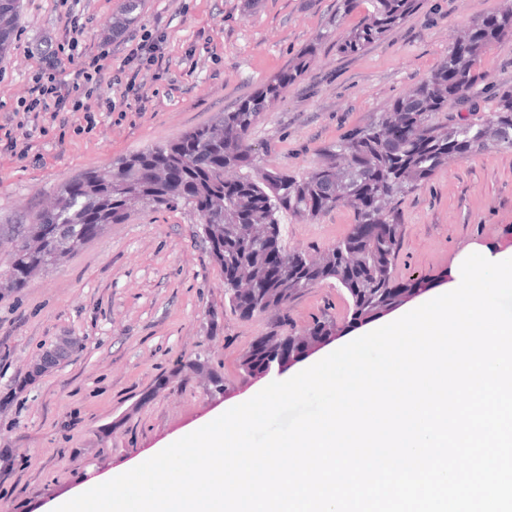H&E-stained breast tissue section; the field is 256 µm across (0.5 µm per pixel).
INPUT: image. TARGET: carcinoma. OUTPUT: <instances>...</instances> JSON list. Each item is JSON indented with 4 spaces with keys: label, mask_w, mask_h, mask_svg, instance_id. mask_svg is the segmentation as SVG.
<instances>
[{
    "label": "carcinoma",
    "mask_w": 512,
    "mask_h": 512,
    "mask_svg": "<svg viewBox=\"0 0 512 512\" xmlns=\"http://www.w3.org/2000/svg\"><path fill=\"white\" fill-rule=\"evenodd\" d=\"M362 1L364 15L336 41L341 55L362 53L421 7V0H339V12L345 16ZM18 11L19 0H0V49L11 40ZM505 38H512V9L472 19L453 36L448 55L410 92L326 146L319 163L298 176L260 166L248 137L260 115L310 68L316 48L309 46L281 75L209 124L65 183L50 206L7 238L13 260L0 288L25 287L34 270L91 241L87 229L93 224H124L139 211L187 205L207 226L202 242L214 263L256 273L244 299L224 287V305L232 313L248 309L257 317L318 284L334 282L346 293L351 318H378L407 292L394 276L403 234L398 202L450 161L512 150V90L497 93L493 108L477 121L448 116L450 104L486 90L488 75L478 64ZM339 207L351 209L354 222L331 248V265L315 271L310 255L287 250L277 279L261 274L263 250L254 225H269L280 239L281 214L315 220ZM178 371L206 372L216 385L224 384L200 354L180 363Z\"/></svg>",
    "instance_id": "carcinoma-1"
}]
</instances>
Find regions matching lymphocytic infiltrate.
Masks as SVG:
<instances>
[{"label":"lymphocytic infiltrate","instance_id":"1","mask_svg":"<svg viewBox=\"0 0 512 512\" xmlns=\"http://www.w3.org/2000/svg\"><path fill=\"white\" fill-rule=\"evenodd\" d=\"M65 30L62 40L43 54L28 99L0 122V134L5 137L4 145L0 146V160L28 153L33 132L44 134L54 124L68 123L69 111L82 113L83 122L76 125L75 130L88 133L95 128V114L100 109L110 112L122 109V102L111 99H76L75 94L81 87L92 79L104 77L112 50L110 46H103L101 52L92 57L89 65L78 69L73 80H65L60 62L74 58L81 45L85 25L78 16L73 15L67 18Z\"/></svg>","mask_w":512,"mask_h":512}]
</instances>
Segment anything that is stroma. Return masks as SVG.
Masks as SVG:
<instances>
[{
	"label": "stroma",
	"mask_w": 512,
	"mask_h": 512,
	"mask_svg": "<svg viewBox=\"0 0 512 512\" xmlns=\"http://www.w3.org/2000/svg\"><path fill=\"white\" fill-rule=\"evenodd\" d=\"M126 0H21L9 52L0 57V118L28 98L44 50L64 36L67 14L86 25L83 48L112 36ZM512 0H423L419 12L356 57L336 51L354 11L336 18V0H142L124 35L160 29L164 54L131 72L121 46L112 71L149 90L125 112L99 111L91 132L73 126L33 134L28 155L0 166V226L28 223L59 186L89 168L204 126L285 69L309 43L314 61L263 113L249 139L262 163L301 175L322 149L418 84L471 19ZM493 93L512 89V39L483 56ZM403 235L397 280L432 287L463 251L481 252L512 228V150L492 151L440 169L399 206ZM353 213L281 219L286 248L313 255L349 232ZM190 207L142 211L100 234L26 287L0 297V512H54L65 490L84 486L139 452L157 453L210 418L218 405L206 380L175 373L178 360L207 354L228 386L259 337L302 332L314 319L348 324L344 294L325 282L286 308L243 319L224 308V276L198 238ZM73 354L36 380L28 374L62 338Z\"/></svg>",
	"instance_id": "1"
}]
</instances>
